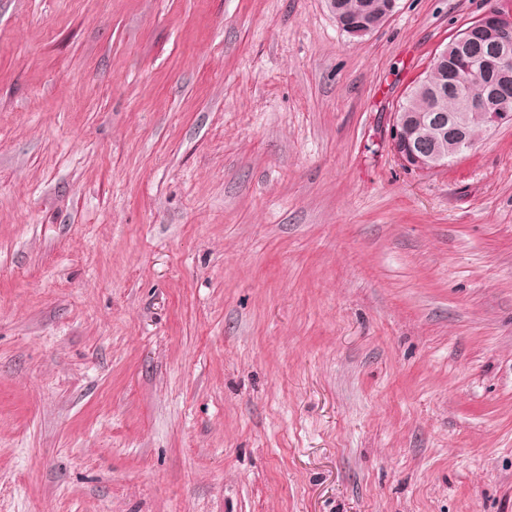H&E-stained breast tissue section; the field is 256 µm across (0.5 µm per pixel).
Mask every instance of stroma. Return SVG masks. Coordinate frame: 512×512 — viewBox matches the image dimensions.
I'll return each instance as SVG.
<instances>
[{
	"mask_svg": "<svg viewBox=\"0 0 512 512\" xmlns=\"http://www.w3.org/2000/svg\"><path fill=\"white\" fill-rule=\"evenodd\" d=\"M484 0H0V512H512V123L400 167ZM343 19L352 26L361 21L370 22L385 14L390 0H335Z\"/></svg>",
	"mask_w": 512,
	"mask_h": 512,
	"instance_id": "35a3bbf8",
	"label": "stroma"
}]
</instances>
